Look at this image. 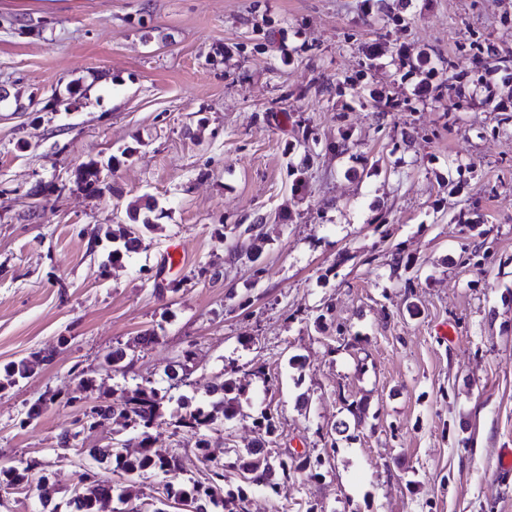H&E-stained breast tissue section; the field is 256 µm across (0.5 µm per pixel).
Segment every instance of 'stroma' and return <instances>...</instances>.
Wrapping results in <instances>:
<instances>
[{
	"label": "stroma",
	"instance_id": "1",
	"mask_svg": "<svg viewBox=\"0 0 512 512\" xmlns=\"http://www.w3.org/2000/svg\"><path fill=\"white\" fill-rule=\"evenodd\" d=\"M420 52L434 75L410 69ZM500 55L512 0H0V367H34L0 390V465L40 480L0 492V512H73L84 474L115 481L88 451L136 453L131 432L86 416L148 382L170 397L153 449L183 469L132 482L133 503L204 481L174 425L182 400L253 364L274 381L253 378L242 418L215 422L212 457L244 448L268 409L277 451L325 463L247 512H512V475L496 474L512 448V123L496 105L512 82L490 102L477 84ZM457 76L467 101L451 110L432 88ZM343 127L348 149L330 150ZM91 162L111 193L84 190ZM147 199L139 251L107 264L105 228ZM259 219L253 263L229 228ZM466 249L486 261L462 263ZM396 253L411 266L393 269ZM118 347L129 365L103 369ZM360 399L364 422L336 434Z\"/></svg>",
	"mask_w": 512,
	"mask_h": 512
}]
</instances>
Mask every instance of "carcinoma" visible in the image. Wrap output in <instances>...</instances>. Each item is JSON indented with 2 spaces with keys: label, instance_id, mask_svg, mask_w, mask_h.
Here are the masks:
<instances>
[{
  "label": "carcinoma",
  "instance_id": "obj_1",
  "mask_svg": "<svg viewBox=\"0 0 512 512\" xmlns=\"http://www.w3.org/2000/svg\"><path fill=\"white\" fill-rule=\"evenodd\" d=\"M85 187L94 194L102 195L111 191V186L100 178L99 170L93 163L84 166L82 173ZM240 231V235L249 241L246 254L252 261L261 256L259 242L264 240L262 225L248 224L234 225L232 231ZM133 232L126 231L122 236L112 238L115 243L108 253L107 261L113 265L122 262L126 257L137 252L139 246L134 244ZM33 368L29 362L19 360L4 367V377L8 384L31 375ZM249 376H257L270 382L265 366L261 365L251 371L240 374V369L232 368L225 373L224 382L214 388L206 398L210 399L212 410L198 406L187 411L176 420V426L196 437L195 447L198 450L199 461L206 472V482H195L190 486L178 489L168 485L165 487L166 497L159 498L151 503L152 512H168L169 501L178 504L190 498L198 497L204 505L205 512L220 507L222 512H245V502L248 493L254 487H262L270 494L277 495L281 491V484L272 480L274 474H279L281 480L288 481L300 474L309 477L318 476L324 460L321 456L311 457L303 452H289L285 454H272L269 444L273 443L278 431L277 422L272 413L263 410L255 419L254 426L260 435L257 443L263 447L259 451L255 446H249L235 452V458L226 462L215 460L209 453L208 431L214 421V413L220 412L224 420L229 422L241 415V396L244 395L250 381ZM169 401L167 392L153 385L139 387L133 396L129 397L121 409L111 405L96 406L91 410L88 426L96 429L105 425L112 417L124 420L125 426L131 429L134 440L137 441L139 452L131 455L124 452L126 444L113 448H92L89 455L97 461L107 460L112 464V473L119 475L130 482L150 473H171L182 469L181 459L177 455L160 456L152 451L151 430L158 426L165 416V404ZM228 468L237 469L241 473V483L234 488L225 484V471ZM34 465L0 467V488L16 487L22 484H31L30 472ZM86 484L76 493L80 512H106L112 498L126 505L124 512H145L140 505L128 506L130 497L124 487L116 484L99 483L85 476Z\"/></svg>",
  "mask_w": 512,
  "mask_h": 512
}]
</instances>
